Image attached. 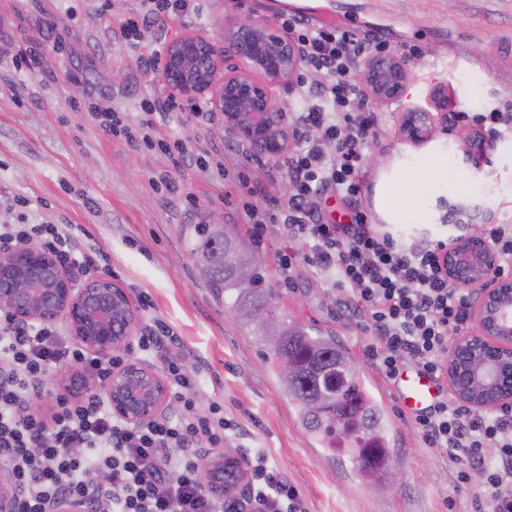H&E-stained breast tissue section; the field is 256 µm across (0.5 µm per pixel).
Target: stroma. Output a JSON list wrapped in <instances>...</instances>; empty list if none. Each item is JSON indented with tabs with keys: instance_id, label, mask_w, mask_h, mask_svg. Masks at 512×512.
I'll return each instance as SVG.
<instances>
[{
	"instance_id": "stroma-1",
	"label": "stroma",
	"mask_w": 512,
	"mask_h": 512,
	"mask_svg": "<svg viewBox=\"0 0 512 512\" xmlns=\"http://www.w3.org/2000/svg\"><path fill=\"white\" fill-rule=\"evenodd\" d=\"M138 7L139 0H122L103 14L96 0H0V224H68L81 249L106 257L108 277L137 307L130 355L164 374L161 357L141 350L139 338L154 321L170 325L183 366L199 375L197 404L219 403L239 426L226 447L243 458L264 451L299 488L308 512H474L459 465L425 445L409 415L386 396L390 383L365 355L371 333L360 315L343 308L339 290L304 258L281 272L278 253L301 250L300 242L277 230L269 235L258 250L266 285L280 315L336 336L381 396L398 481L369 485L347 457L307 439L296 403L265 366L258 337L244 335L199 276L183 225L210 223L218 211L232 236L249 240L242 206L253 200L279 216L289 196L284 162L253 158L215 115L203 122L166 116L139 144L124 128L140 122L143 100L166 95L147 63L158 42L191 32L216 37L238 21L276 25L283 13L387 41L408 64L410 100L428 104L430 92L442 87L459 110L512 111V0H200L198 15L145 27L134 47L121 25ZM106 109L120 119L109 131L93 118ZM373 109L376 136L365 150L362 204L374 223L384 221V186L412 179L424 158L436 157L474 190L425 187L429 223L412 212L411 223L391 225L395 236L409 244L437 236L445 200L464 208L458 233L472 222L512 224V134L495 137L494 150L475 166L458 148L467 125L439 121L432 140L416 147L400 134L398 105ZM177 140L195 154L223 151L235 178L225 184L195 165L173 169L160 145ZM186 191L195 202L183 199Z\"/></svg>"
}]
</instances>
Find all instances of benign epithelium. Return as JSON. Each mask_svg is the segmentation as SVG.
Returning <instances> with one entry per match:
<instances>
[{"mask_svg": "<svg viewBox=\"0 0 512 512\" xmlns=\"http://www.w3.org/2000/svg\"><path fill=\"white\" fill-rule=\"evenodd\" d=\"M307 65L305 55L288 31L261 21H242L224 28L219 39L186 34L171 42L158 76L174 95L208 101L220 115L224 131L242 140L250 153L277 161L288 152L293 129L288 114L276 106L275 89L297 78ZM370 96L400 106V133L413 144L427 141L438 114L403 102L409 82L406 65L392 54H374L364 73ZM485 155L494 142L473 133L464 156L475 159L472 144ZM448 277L475 294L471 315L477 330L455 337L453 350L467 348L470 361L461 366L448 358V380L455 398L477 411L512 407V389L499 385V375L512 372V276L500 269L497 253L482 232H448ZM107 278L95 276L82 286L41 248L19 244L0 251V311L23 320L68 323L73 340L104 359L128 350L135 312L127 292L101 288ZM103 392L112 410L131 423L157 416L167 398L162 379L136 358L129 357L108 378ZM241 472L232 448H221L202 477L216 493L224 492V467ZM21 491L10 468L0 464V512H18Z\"/></svg>", "mask_w": 512, "mask_h": 512, "instance_id": "7a95c632", "label": "benign epithelium"}]
</instances>
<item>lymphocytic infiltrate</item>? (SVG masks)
<instances>
[{"mask_svg": "<svg viewBox=\"0 0 512 512\" xmlns=\"http://www.w3.org/2000/svg\"><path fill=\"white\" fill-rule=\"evenodd\" d=\"M198 9V0H141L139 19H127L122 30L134 38L140 23ZM281 21L308 66L325 76L323 83L299 85L312 104L296 118L299 146L286 161L292 192L281 229L305 243L310 265L332 275L351 307H362L372 333L367 355L387 379L409 364L443 383L449 339L467 332L472 297L449 280L442 240L403 245L361 203L364 151L376 117L365 110L353 72L371 44L296 15ZM330 194L346 204L348 223L327 222L316 209ZM34 237L59 263L93 268L69 225H0V249ZM178 344L163 323L141 336V350L160 354L167 366L174 409L134 424L113 413L103 392L65 398L46 384L65 365L106 380L117 360L65 342L55 325L0 312V463L25 490L19 512H57L65 500L82 512H307L298 488L269 469L262 454L245 463L243 496L205 486L196 451L220 447L233 425L219 404L200 408L187 397L197 377L175 355ZM36 397L49 401V411L33 406ZM413 426L428 447L460 465L463 482L476 483V512H512V408L477 414L443 395Z\"/></svg>", "mask_w": 512, "mask_h": 512, "instance_id": "obj_1", "label": "lymphocytic infiltrate"}]
</instances>
